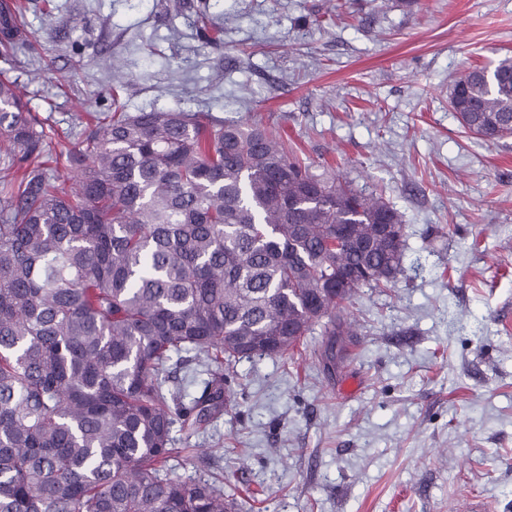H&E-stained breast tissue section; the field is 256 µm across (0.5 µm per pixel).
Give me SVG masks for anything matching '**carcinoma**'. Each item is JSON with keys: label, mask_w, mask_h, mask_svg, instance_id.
Instances as JSON below:
<instances>
[{"label": "carcinoma", "mask_w": 512, "mask_h": 512, "mask_svg": "<svg viewBox=\"0 0 512 512\" xmlns=\"http://www.w3.org/2000/svg\"><path fill=\"white\" fill-rule=\"evenodd\" d=\"M0 0V56L34 47ZM451 111L487 142L512 136V59L473 68ZM56 132L0 75V512H233L217 481H174V426L224 408V367L285 357L321 328L346 359L362 288L403 272L383 198L288 151L253 118L114 109L45 167ZM349 235L336 240V226ZM204 361L191 404L174 363Z\"/></svg>", "instance_id": "1"}]
</instances>
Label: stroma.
<instances>
[{
	"instance_id": "35a3bbf8",
	"label": "stroma",
	"mask_w": 512,
	"mask_h": 512,
	"mask_svg": "<svg viewBox=\"0 0 512 512\" xmlns=\"http://www.w3.org/2000/svg\"><path fill=\"white\" fill-rule=\"evenodd\" d=\"M25 25L36 49L7 68L45 125L80 133L116 85L129 112L250 116L404 224L405 272L355 297L344 365L319 367L314 335L235 365L223 411L173 432L209 460L168 477L228 474L243 512H512V137L483 141L448 105L454 80L512 58V0H26Z\"/></svg>"
}]
</instances>
